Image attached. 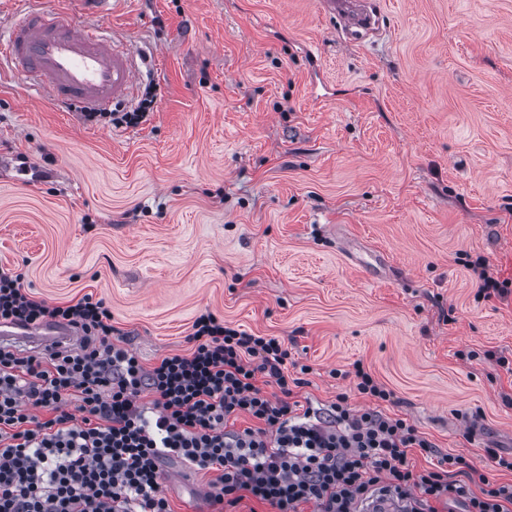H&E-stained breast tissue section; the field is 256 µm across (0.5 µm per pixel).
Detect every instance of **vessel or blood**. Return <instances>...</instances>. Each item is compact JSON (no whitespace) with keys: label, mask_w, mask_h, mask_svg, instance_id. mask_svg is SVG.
I'll return each mask as SVG.
<instances>
[{"label":"vessel or blood","mask_w":512,"mask_h":512,"mask_svg":"<svg viewBox=\"0 0 512 512\" xmlns=\"http://www.w3.org/2000/svg\"><path fill=\"white\" fill-rule=\"evenodd\" d=\"M359 0H323L326 12L353 27L371 25V14L355 11ZM8 62L27 88L56 102L105 110L134 92L138 68L131 51L96 27L77 26L72 13L33 9L21 14L0 41V62ZM70 324L0 325V343L24 351L50 353L79 345Z\"/></svg>","instance_id":"b4317fda"}]
</instances>
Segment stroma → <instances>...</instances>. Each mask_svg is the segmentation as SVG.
Returning <instances> with one entry per match:
<instances>
[{
    "label": "stroma",
    "mask_w": 512,
    "mask_h": 512,
    "mask_svg": "<svg viewBox=\"0 0 512 512\" xmlns=\"http://www.w3.org/2000/svg\"><path fill=\"white\" fill-rule=\"evenodd\" d=\"M373 3L351 33L320 0H114L96 23L157 90L135 127L1 75L0 267L104 299L148 367L206 311L283 339L301 400L368 406L361 362L387 414L510 484L486 451L512 456V0ZM211 480L161 490L210 512ZM468 270L477 276L479 281V291L484 295L485 298H491L493 296H502L505 294V288L509 284L508 281L500 282L490 272L489 264L484 260H478L477 262L465 264ZM352 374L355 378L354 384L358 394L369 397L375 402H392V391L386 389L383 384L376 381L373 376L364 369L362 363L355 362L353 364V372H347L348 376Z\"/></svg>",
    "instance_id": "stroma-1"
}]
</instances>
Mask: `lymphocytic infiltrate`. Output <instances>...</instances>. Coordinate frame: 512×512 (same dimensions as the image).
Listing matches in <instances>:
<instances>
[{"label": "lymphocytic infiltrate", "mask_w": 512, "mask_h": 512, "mask_svg": "<svg viewBox=\"0 0 512 512\" xmlns=\"http://www.w3.org/2000/svg\"><path fill=\"white\" fill-rule=\"evenodd\" d=\"M46 320L76 326L83 341L46 356L0 347V512H172L160 490L165 457L216 471L212 512L245 493L273 512H357L376 492L409 499L410 512H437L451 498L465 512H512V483L490 482L464 456L414 469L409 450L433 444L381 410L393 393L362 363L355 388L371 406L353 409L344 393L303 405L296 391L311 366L289 373L284 341L206 312L186 352L147 367L122 346L104 300L51 305L26 291L22 274L0 269V322ZM241 414L253 426L228 429Z\"/></svg>", "instance_id": "obj_1"}]
</instances>
